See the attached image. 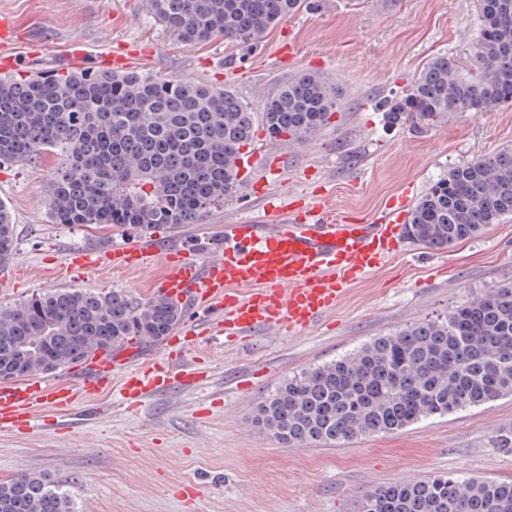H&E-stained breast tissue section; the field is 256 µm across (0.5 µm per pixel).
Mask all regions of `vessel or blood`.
Listing matches in <instances>:
<instances>
[{
  "mask_svg": "<svg viewBox=\"0 0 512 512\" xmlns=\"http://www.w3.org/2000/svg\"><path fill=\"white\" fill-rule=\"evenodd\" d=\"M239 169L260 166L266 180L280 181L288 158L277 148L246 154ZM254 197L270 217L224 227V245L195 259L186 251L160 250L132 241L109 250H71L70 268L100 266L146 271L162 262L157 298L194 311L216 310L200 333L252 342L255 334L304 335L331 314L347 289L383 267L403 246L400 214L384 211L375 220L335 216L323 203L300 201L294 193ZM198 336L180 330L169 336L161 355L143 357L123 347L93 350L74 367L73 383H52L35 373L0 385V431L34 429L49 417L69 414L79 399L103 394L139 402L173 389H193L212 376L209 359L194 356Z\"/></svg>",
  "mask_w": 512,
  "mask_h": 512,
  "instance_id": "1",
  "label": "vessel or blood"
}]
</instances>
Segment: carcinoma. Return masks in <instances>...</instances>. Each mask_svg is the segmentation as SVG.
Masks as SVG:
<instances>
[{"label":"carcinoma","instance_id":"1","mask_svg":"<svg viewBox=\"0 0 512 512\" xmlns=\"http://www.w3.org/2000/svg\"><path fill=\"white\" fill-rule=\"evenodd\" d=\"M305 0H151L153 15L188 43L256 42ZM343 87L300 72L260 112L227 87L130 72L54 79L0 77V165L55 152L54 224L110 225L140 235L199 224L239 187L235 160L260 122L269 135L316 141L341 111ZM512 104V0H481L472 59L432 57L409 87L377 102L390 125L426 131L448 116ZM512 218V147L463 161L433 181L406 234L433 251ZM16 236L0 202V267ZM182 308L119 290L60 288L0 309V371L20 380L82 361L95 349L161 342ZM48 346L39 353L31 344ZM512 395V284L435 319L377 336L283 380L250 423L289 447L398 432L424 418ZM0 512H75L45 475L0 483ZM360 512H512V481L445 475L398 480L368 493Z\"/></svg>","mask_w":512,"mask_h":512}]
</instances>
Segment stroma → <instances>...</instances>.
<instances>
[{"label":"stroma","mask_w":512,"mask_h":512,"mask_svg":"<svg viewBox=\"0 0 512 512\" xmlns=\"http://www.w3.org/2000/svg\"><path fill=\"white\" fill-rule=\"evenodd\" d=\"M4 13L22 25V39L10 48V74L18 79L70 73L68 46L77 39L87 70H97L113 45L135 42L152 51L135 62V72L226 86L257 111L298 72L335 80L346 92L343 110L320 139L275 145L289 156L287 185L306 198L325 185L338 214L371 218L398 198L418 199L458 162L512 146V105L452 115L419 135L386 125L375 108L406 89L433 56L469 58L479 0H307L252 45L220 37L181 42L155 19L151 0H0ZM288 38L296 50L285 61L280 46ZM59 163L46 152L0 165V203L17 237L13 259L0 268V308L59 288L152 298L162 264L147 272L67 268L66 251L109 249L128 237L92 224L52 223L47 189ZM263 218L244 185L202 223L152 239L202 257L222 246L225 225ZM404 248L348 288L312 333L260 335L249 347L200 339L196 351L214 368L205 389L157 394L133 410L109 395L83 399L69 414L71 430L0 432V482L23 472L46 475L70 494L76 512H360L366 494L397 479H512V455L496 444L512 432V396L330 445L287 447L248 422L285 378L512 284V219L445 251L410 239Z\"/></svg>","instance_id":"stroma-1"}]
</instances>
